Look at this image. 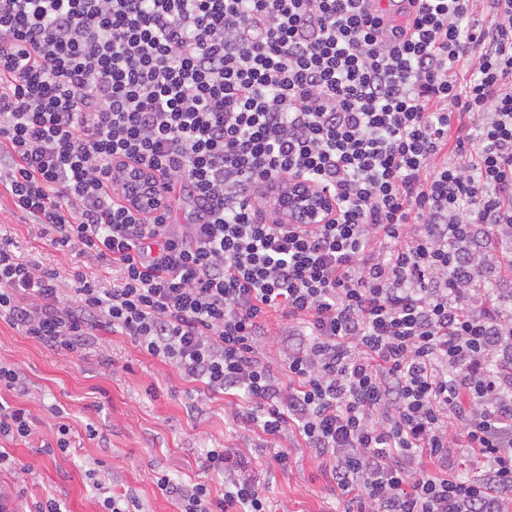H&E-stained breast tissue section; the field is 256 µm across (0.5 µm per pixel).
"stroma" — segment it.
<instances>
[{
    "label": "stroma",
    "mask_w": 512,
    "mask_h": 512,
    "mask_svg": "<svg viewBox=\"0 0 512 512\" xmlns=\"http://www.w3.org/2000/svg\"><path fill=\"white\" fill-rule=\"evenodd\" d=\"M32 222L0 188V235L12 238L22 256L62 273L60 287H67L64 275L75 266L111 287L112 273L100 260H76L32 238ZM0 360L17 363L30 387L26 395L0 393V400L25 409L34 423L30 436L0 440V450L26 467L22 473L0 469V489L14 497L18 512H36L37 503L50 496L63 512H99L100 492L88 476L94 468L106 472L111 488L135 497L144 512H177L157 476L203 481L214 497H222L223 475L205 471L202 461L208 450L224 446L265 485L272 512H345V497L311 449H291L286 468H269L270 449L259 433L233 423L223 395L183 379L129 337L99 331L66 355L0 319ZM62 422L70 428L64 452L54 448Z\"/></svg>",
    "instance_id": "1"
}]
</instances>
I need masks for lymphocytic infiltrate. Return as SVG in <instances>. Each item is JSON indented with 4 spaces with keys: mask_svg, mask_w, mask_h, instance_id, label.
Wrapping results in <instances>:
<instances>
[{
    "mask_svg": "<svg viewBox=\"0 0 512 512\" xmlns=\"http://www.w3.org/2000/svg\"><path fill=\"white\" fill-rule=\"evenodd\" d=\"M403 2L396 25L380 0H0V185L34 237L117 275L63 289L1 237L0 319L68 353L130 337L226 396L275 464L314 449L346 512H507L512 0L481 22L474 0ZM122 163L162 177L150 215ZM290 178L327 188L335 220L267 219L266 184ZM203 467L222 498L158 477L180 512H268L232 449Z\"/></svg>",
    "mask_w": 512,
    "mask_h": 512,
    "instance_id": "f902f5d3",
    "label": "lymphocytic infiltrate"
}]
</instances>
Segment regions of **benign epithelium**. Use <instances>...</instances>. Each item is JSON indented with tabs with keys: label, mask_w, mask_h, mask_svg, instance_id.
<instances>
[{
	"label": "benign epithelium",
	"mask_w": 512,
	"mask_h": 512,
	"mask_svg": "<svg viewBox=\"0 0 512 512\" xmlns=\"http://www.w3.org/2000/svg\"><path fill=\"white\" fill-rule=\"evenodd\" d=\"M133 199L143 209H150L158 202V190L146 172L126 171ZM336 204L331 193L309 183L291 181L278 192V213L285 224H325L335 216Z\"/></svg>",
	"instance_id": "obj_1"
}]
</instances>
